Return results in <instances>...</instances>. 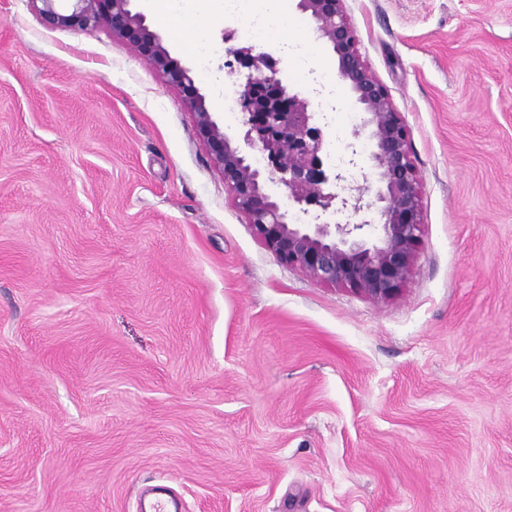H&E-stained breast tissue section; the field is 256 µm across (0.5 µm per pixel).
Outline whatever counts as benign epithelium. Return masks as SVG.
<instances>
[{"instance_id":"7a95c632","label":"benign epithelium","mask_w":512,"mask_h":512,"mask_svg":"<svg viewBox=\"0 0 512 512\" xmlns=\"http://www.w3.org/2000/svg\"><path fill=\"white\" fill-rule=\"evenodd\" d=\"M37 1L47 27L83 31L105 25L112 36L133 44L165 82L180 91L225 187L282 263L321 283L342 285L376 300L399 293L420 243L417 169L408 128L360 52L345 0H299L298 8L332 47L337 72L363 111L362 130L372 143L370 160L377 184L373 202L365 200L367 186L349 185L342 195L324 192L329 178L319 156V130L309 125L308 103L274 77L271 54L252 47L232 52L237 67L248 71L237 104L246 127L244 140L267 162L262 169L224 135L189 71L170 55L144 16L133 10V0H67L68 8L57 7L58 0H32ZM265 173L288 188L294 203L325 211L337 199L338 211L349 213L350 219L330 224L316 214L308 224L290 221L288 210L265 192Z\"/></svg>"}]
</instances>
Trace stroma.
<instances>
[{
  "label": "stroma",
  "mask_w": 512,
  "mask_h": 512,
  "mask_svg": "<svg viewBox=\"0 0 512 512\" xmlns=\"http://www.w3.org/2000/svg\"><path fill=\"white\" fill-rule=\"evenodd\" d=\"M288 0L262 43L315 113L327 172L371 181L363 114ZM409 130L420 245L376 301L282 264L210 159L179 90L98 26L0 0V512H512V0H346ZM147 15L224 109L242 14Z\"/></svg>",
  "instance_id": "1"
}]
</instances>
